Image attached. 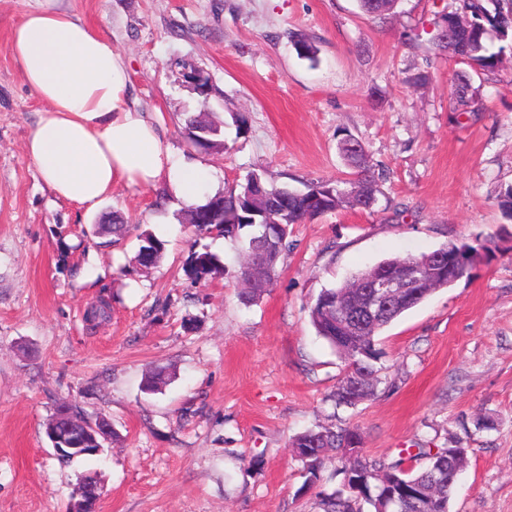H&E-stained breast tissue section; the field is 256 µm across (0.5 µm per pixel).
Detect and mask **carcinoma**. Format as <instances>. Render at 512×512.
Segmentation results:
<instances>
[{"label": "carcinoma", "mask_w": 512, "mask_h": 512, "mask_svg": "<svg viewBox=\"0 0 512 512\" xmlns=\"http://www.w3.org/2000/svg\"><path fill=\"white\" fill-rule=\"evenodd\" d=\"M363 12L373 16L390 13L399 0H358ZM455 27V36L444 41L436 36V46L455 60L475 65L482 70H495L500 63L504 47L492 50L491 38L503 41L512 31V0H452L441 23ZM183 134L195 148L206 153L224 151L220 138L221 122L201 121L188 113L184 119ZM356 147L338 143V150L351 169L361 173L358 179L359 193L366 209L377 201L379 176L372 168L367 151L359 140ZM253 175H247L239 191L204 197V202L186 208L188 221H198L197 228L216 233L236 244L247 257L239 278L247 277L250 290L242 293L247 301L255 300L262 288L273 283L278 275L277 264L288 249V226L303 224L314 217L337 209L339 195L344 192V182H316L299 191L286 186H270L261 182L262 194L272 206L284 211L285 225L273 224L265 231L262 224H253L250 213L261 209V202L248 197L252 191ZM164 253V243L150 232L140 235L136 253L137 264L144 269L157 266ZM187 275L196 280L228 276L224 264L209 252L194 251L186 266ZM428 297L426 289L418 288L402 305L381 315L369 326L358 340L343 344L336 332V304L354 300L352 290L346 284L324 288L310 304L309 318L317 334L325 339L344 358L346 368L329 395L335 407H353L376 395L380 369L375 363L382 357L376 347V336L398 319L404 312L417 306ZM63 419L65 433L79 437L88 418L79 415L69 404L65 405ZM359 436L354 427H325L307 430L292 439L291 447L304 463L306 480L310 487L323 481L319 466L329 451L342 452L343 466L335 475L341 477L339 487L327 493L318 492L322 512H363L368 504L374 512H380L388 492L396 489L392 512H420L417 494L423 488H435V504L430 512H449L453 489L465 467L467 449L455 445L448 448H419L412 453L402 451L398 456L373 458L352 447Z\"/></svg>", "instance_id": "1"}]
</instances>
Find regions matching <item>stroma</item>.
Masks as SVG:
<instances>
[{
	"mask_svg": "<svg viewBox=\"0 0 512 512\" xmlns=\"http://www.w3.org/2000/svg\"><path fill=\"white\" fill-rule=\"evenodd\" d=\"M448 3L399 0L380 19L357 0H67L123 55L136 106L176 158L207 169L206 194L252 172L297 190L351 179L337 148L348 135L383 171L373 209L291 226L278 276L248 302L237 245L187 224L166 185L119 183L86 211L38 177L24 144L42 104L7 49L33 0H0V512H68L89 468L98 512H318L290 442L331 424L358 427L373 457L456 436L467 463L451 512H512V221L498 204L512 185V49L492 71L440 54ZM187 64L208 74L209 98L184 81ZM188 112L223 121V152L190 147ZM115 210L126 232L112 243L98 229ZM145 229L165 242L149 271L135 263ZM477 239L489 257L380 333L377 396L335 408L344 362L310 323L319 292L384 258ZM202 250L229 277L190 279ZM101 300L110 318L90 326ZM159 366L171 380L144 392ZM62 402L111 419L117 438L96 459H58L45 425Z\"/></svg>",
	"mask_w": 512,
	"mask_h": 512,
	"instance_id": "1",
	"label": "stroma"
}]
</instances>
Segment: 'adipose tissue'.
<instances>
[{"instance_id":"1","label":"adipose tissue","mask_w":512,"mask_h":512,"mask_svg":"<svg viewBox=\"0 0 512 512\" xmlns=\"http://www.w3.org/2000/svg\"><path fill=\"white\" fill-rule=\"evenodd\" d=\"M8 50L43 104L25 154L57 197L93 210L114 184L165 180L183 202L201 199L204 170L176 164L163 129L131 100L122 54L63 0H36Z\"/></svg>"}]
</instances>
